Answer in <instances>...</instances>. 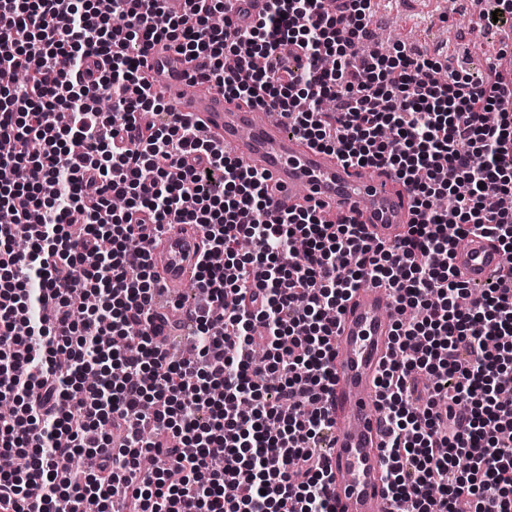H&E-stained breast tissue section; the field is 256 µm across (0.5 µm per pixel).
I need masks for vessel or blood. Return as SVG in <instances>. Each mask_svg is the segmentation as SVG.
<instances>
[{"instance_id": "b4317fda", "label": "vessel or blood", "mask_w": 512, "mask_h": 512, "mask_svg": "<svg viewBox=\"0 0 512 512\" xmlns=\"http://www.w3.org/2000/svg\"><path fill=\"white\" fill-rule=\"evenodd\" d=\"M141 70L153 89L183 88L173 109L206 132L224 151L245 157L265 171L278 189L271 209L281 213L304 198L325 202V218L354 215L374 239L394 242L411 220L408 190L390 171L363 174L292 135L284 120L263 121L245 105L225 101L198 81L199 63L165 43L146 48ZM207 248L201 228L166 225L150 249L154 272L167 289L193 280L197 259ZM461 278L483 283L504 262L497 244L481 235L462 239L453 253ZM393 299L388 288L365 283L339 315L335 329V380L328 399L333 419L327 463L336 512H396L385 482L383 409L378 378L390 357Z\"/></svg>"}]
</instances>
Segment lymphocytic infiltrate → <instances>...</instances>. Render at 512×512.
Segmentation results:
<instances>
[{
	"label": "lymphocytic infiltrate",
	"instance_id": "1",
	"mask_svg": "<svg viewBox=\"0 0 512 512\" xmlns=\"http://www.w3.org/2000/svg\"><path fill=\"white\" fill-rule=\"evenodd\" d=\"M185 2L0 0V512H335L317 452L334 329L369 280L396 293L380 375L393 504L512 512V210L484 205L512 197V86L401 46L363 53L371 0H264L254 18ZM161 41L311 147L392 171L411 192L403 236L313 207L271 216L263 174L177 114L155 122L138 53ZM173 223L209 245L208 306L178 361L144 330L140 247ZM471 233L505 256L481 293L451 263Z\"/></svg>",
	"mask_w": 512,
	"mask_h": 512
}]
</instances>
